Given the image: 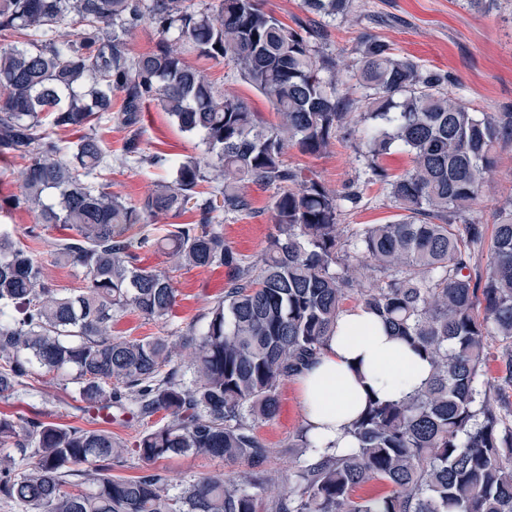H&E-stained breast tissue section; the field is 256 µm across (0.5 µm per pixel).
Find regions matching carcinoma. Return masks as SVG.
I'll return each instance as SVG.
<instances>
[{"mask_svg": "<svg viewBox=\"0 0 512 512\" xmlns=\"http://www.w3.org/2000/svg\"><path fill=\"white\" fill-rule=\"evenodd\" d=\"M351 2L302 6L344 17ZM145 24L160 39L132 57L125 37ZM326 37L310 18L284 24L262 0H0V159L27 161L14 204L65 231L55 261L82 267L87 280L77 294L53 285L0 227V401L35 371H72L80 411L109 423L163 414L130 448L105 428L0 411V498L20 512H512V410L503 395L512 387V204L498 213L483 274L473 258L485 227L470 219L495 144L512 139V113L476 111L445 89L448 74L369 38L357 70L367 111L354 119L337 92L336 63L317 55ZM188 50L233 63L273 103L277 124L263 125L217 89ZM150 104L181 131L203 134L209 159L145 152L137 125ZM114 120L129 131L121 163L173 171L134 204L92 184L112 166L95 130ZM48 124L82 135L65 141ZM347 126L359 135L368 180L399 210L384 224H340L358 192L335 195L283 163L290 145L326 153ZM395 149L413 159L398 176L379 164ZM250 183L277 189L274 232L257 262L226 243L218 221L220 211L251 212ZM188 208L195 222L160 238L146 233ZM149 246L182 267L229 270L202 330L114 334L127 310L173 317L169 273L137 265L135 250ZM351 298L427 357L432 376L403 401L369 400L344 454L319 452L301 429L291 444L301 465L275 475L255 422L276 417L282 384L320 355ZM490 340L500 342L503 365L495 396L481 381ZM187 347L189 380L175 360ZM127 454L217 457L246 469L200 476L175 493L163 471L112 475ZM371 482L386 494L353 496Z\"/></svg>", "mask_w": 512, "mask_h": 512, "instance_id": "carcinoma-1", "label": "carcinoma"}]
</instances>
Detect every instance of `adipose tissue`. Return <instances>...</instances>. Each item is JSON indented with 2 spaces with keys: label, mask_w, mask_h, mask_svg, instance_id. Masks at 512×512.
I'll return each mask as SVG.
<instances>
[{
  "label": "adipose tissue",
  "mask_w": 512,
  "mask_h": 512,
  "mask_svg": "<svg viewBox=\"0 0 512 512\" xmlns=\"http://www.w3.org/2000/svg\"><path fill=\"white\" fill-rule=\"evenodd\" d=\"M430 375L426 357L356 308L340 314L322 353L296 382L310 435L340 451L353 447L348 430L368 398H405Z\"/></svg>",
  "instance_id": "obj_1"
}]
</instances>
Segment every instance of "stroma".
Instances as JSON below:
<instances>
[{
  "instance_id": "35a3bbf8",
  "label": "stroma",
  "mask_w": 512,
  "mask_h": 512,
  "mask_svg": "<svg viewBox=\"0 0 512 512\" xmlns=\"http://www.w3.org/2000/svg\"><path fill=\"white\" fill-rule=\"evenodd\" d=\"M328 37L319 50L336 60L341 75L339 90L349 99L353 113L365 110V92L357 84L354 73L361 58V42L373 36L384 40L397 53L415 60L423 68L440 70L450 76L449 92L481 112H512V0H481L471 5L468 0H353L347 17L325 20ZM190 64L204 69L217 88L242 98L256 112L259 120L273 124L278 120L272 103L247 84L233 64H214L188 54ZM141 146L149 153L162 152L171 157L204 154L202 134L179 130L177 124L156 107L145 108L139 124ZM361 145L349 130L338 132L327 153L313 156L298 147H288L286 164L301 167L320 180L328 190L344 194L349 190L361 193L357 206L345 207L340 223L381 224L395 213L384 186L366 181ZM24 163L19 159L0 161V225L15 229L17 239L28 247L44 264L49 280L61 288H85L82 269L73 264L54 261L53 241L58 229L40 227L39 238H31L34 218L22 209L13 208L10 200L19 192V174ZM165 168L142 172L113 164L102 170L100 183L109 185L112 192L129 202L137 201L155 182L169 179ZM253 212L249 215H221L224 238L246 260H259L273 226L268 209L275 190L271 187L247 185ZM512 203V140L500 143L495 166L485 174L478 218L485 226H493L497 211ZM141 266L169 271L178 290L173 324L147 320L134 312L122 314L114 326L116 334L131 338L165 336L172 325L189 323L203 325L213 303L222 297L228 273L226 269H199L174 266L168 255L157 248L139 252ZM29 389H37L38 397L28 391L19 392L9 403L0 402V411L30 415L34 411L48 413L50 421L79 424L69 404L74 399L72 385H63L51 376L33 374ZM305 417L295 380H287L280 388V407L277 416L258 423L256 433L274 454L270 470L288 474L295 471L298 451L291 443L304 427ZM156 469L165 471L174 484L187 485L197 477L233 472V465L219 458L176 456L158 460Z\"/></svg>"
}]
</instances>
